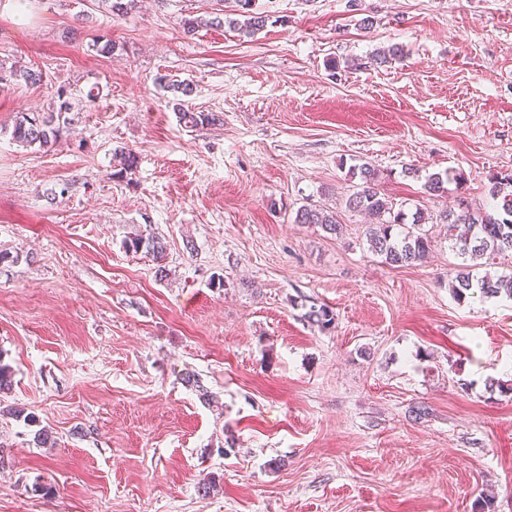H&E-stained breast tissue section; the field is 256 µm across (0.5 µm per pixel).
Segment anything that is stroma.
Returning a JSON list of instances; mask_svg holds the SVG:
<instances>
[{
  "mask_svg": "<svg viewBox=\"0 0 512 512\" xmlns=\"http://www.w3.org/2000/svg\"><path fill=\"white\" fill-rule=\"evenodd\" d=\"M217 6L0 0V66L41 75L0 84V400L32 415H0V512H512V393L488 387L512 379V299L453 298L439 224L422 264H383L344 205L368 163L406 210L493 211L512 0H256L254 35L184 33ZM162 76L215 122L186 126ZM62 92V140L15 142L17 116ZM444 170L463 184L425 194ZM303 205L342 236L295 223ZM149 232L166 278L126 248ZM314 304L333 328L308 322ZM295 223L313 224L320 226L329 234L338 235L342 231L336 212L317 207L316 205H304L297 209L294 217Z\"/></svg>",
  "mask_w": 512,
  "mask_h": 512,
  "instance_id": "1",
  "label": "stroma"
}]
</instances>
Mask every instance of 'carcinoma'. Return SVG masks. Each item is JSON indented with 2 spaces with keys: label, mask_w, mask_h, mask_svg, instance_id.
<instances>
[{
  "label": "carcinoma",
  "mask_w": 512,
  "mask_h": 512,
  "mask_svg": "<svg viewBox=\"0 0 512 512\" xmlns=\"http://www.w3.org/2000/svg\"><path fill=\"white\" fill-rule=\"evenodd\" d=\"M255 0H234L236 17L216 16L207 21L198 18L183 20V28L194 31L202 23L221 27L228 25L247 33L264 27L266 17L254 11ZM69 103L64 101L58 111L42 116L22 114L12 129V138L25 146L50 148L58 143L60 118L69 111ZM359 173V189L350 194L345 207L351 212L364 213L371 217L367 225L366 238L371 251L380 256L391 267L411 266L423 262L432 251V239L423 229L430 217L417 209L407 214L403 209H395V203L381 194L378 189V174L369 164L356 168ZM461 180V176H450L448 172L434 173L426 179L424 190L432 196H442L448 191L450 179ZM491 195L497 200L492 213L474 209L465 201L458 208L446 210L440 216L448 228V241L451 250L460 258L471 259L473 264L462 263L449 283L451 293L459 302L467 298H492L504 293L512 297V273L491 274L476 272L477 260L494 262L506 253H512V173L502 174L493 180ZM297 224H313L323 231L338 235L342 231L336 212L314 205H304L297 209L294 217ZM127 248L137 253L145 251L155 260L165 259L167 244L156 235H137L127 242ZM308 321L320 329L331 328L335 323L333 311L326 305H313L306 313Z\"/></svg>",
  "instance_id": "cac0c4a2"
}]
</instances>
